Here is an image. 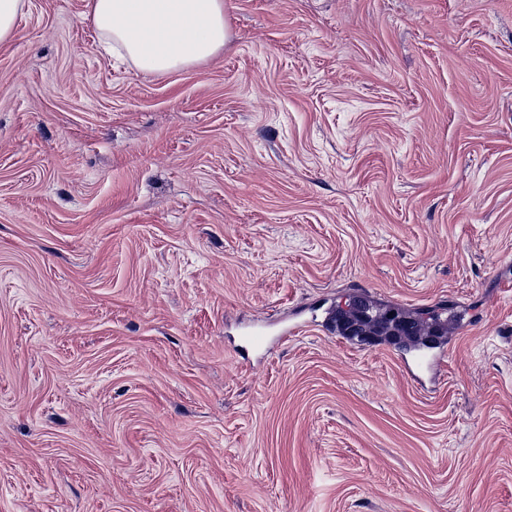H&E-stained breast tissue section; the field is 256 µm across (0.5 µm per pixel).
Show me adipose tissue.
<instances>
[{
	"instance_id": "obj_1",
	"label": "adipose tissue",
	"mask_w": 512,
	"mask_h": 512,
	"mask_svg": "<svg viewBox=\"0 0 512 512\" xmlns=\"http://www.w3.org/2000/svg\"><path fill=\"white\" fill-rule=\"evenodd\" d=\"M104 45L146 74L206 62L228 39L224 0H89Z\"/></svg>"
}]
</instances>
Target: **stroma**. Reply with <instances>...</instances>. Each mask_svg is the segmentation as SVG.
<instances>
[{
    "label": "stroma",
    "instance_id": "1",
    "mask_svg": "<svg viewBox=\"0 0 512 512\" xmlns=\"http://www.w3.org/2000/svg\"><path fill=\"white\" fill-rule=\"evenodd\" d=\"M224 15L159 75L88 0L0 44V512H512V0ZM361 296L457 328L434 381ZM360 309L365 313V317L360 314ZM391 314H396L394 319L390 318ZM406 320L412 327L417 325L426 326L420 317L411 314L400 313L392 309H383L375 306H367L365 308H357L353 305L348 310H341L336 313V328L339 329L342 336H400L398 332L392 331L395 329L394 320ZM346 324L348 327H346Z\"/></svg>",
    "mask_w": 512,
    "mask_h": 512
}]
</instances>
